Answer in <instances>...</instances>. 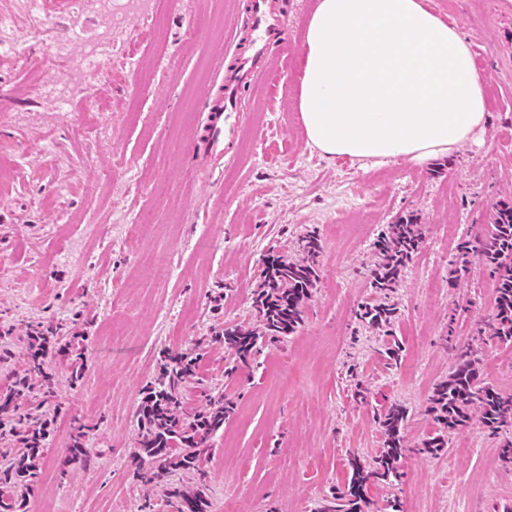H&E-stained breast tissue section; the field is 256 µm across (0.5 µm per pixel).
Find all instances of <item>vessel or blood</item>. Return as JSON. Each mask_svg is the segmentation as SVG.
<instances>
[{
	"mask_svg": "<svg viewBox=\"0 0 512 512\" xmlns=\"http://www.w3.org/2000/svg\"><path fill=\"white\" fill-rule=\"evenodd\" d=\"M249 3L250 47L238 56L233 66H220L217 78L204 92L205 113L190 141L198 164L210 173L222 170L224 148L237 137L236 112L242 85L266 77L271 51L288 50L287 23L274 13L271 0H249Z\"/></svg>",
	"mask_w": 512,
	"mask_h": 512,
	"instance_id": "vessel-or-blood-1",
	"label": "vessel or blood"
}]
</instances>
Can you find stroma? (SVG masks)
I'll return each mask as SVG.
<instances>
[{
    "instance_id": "1",
    "label": "stroma",
    "mask_w": 512,
    "mask_h": 512,
    "mask_svg": "<svg viewBox=\"0 0 512 512\" xmlns=\"http://www.w3.org/2000/svg\"><path fill=\"white\" fill-rule=\"evenodd\" d=\"M314 3L280 0L291 48L270 56L268 79L243 90L240 134L222 172L210 175L189 144L214 57L244 28L247 0H177L160 18L129 17L89 97L64 114L33 87L63 74L48 43L66 37L67 9H41L35 20L18 0H0L15 35L37 22L47 36L21 41L19 56L0 54V331L12 332L0 386L21 371L28 328L52 321L84 337L79 382L62 369L45 402L16 403L21 415L43 409L51 432L23 512H141L156 501L159 488L130 465L146 386L166 351L231 324L256 325L252 296L265 259L296 257L306 234L321 250L305 322L287 341L266 342L230 380L235 412L204 463L210 512H316L346 479L350 457L378 454L376 414L393 402L407 410V453L392 485L369 488L375 508L394 497L402 512H493L512 498V466L498 457L512 426L494 433L471 422L438 455L420 451L437 428L430 398L454 362L452 345L470 346L485 381L512 393V345L475 333L494 312V279L482 264L457 265L461 238L486 229L496 203L512 202V12L496 0H428L473 45L488 124L431 166L364 168L311 150L294 107ZM146 216L153 235L129 234ZM402 218L422 237L394 291L402 351L386 368L378 362L386 339L355 312L372 296V243ZM202 237L210 251H197ZM159 264L168 278L149 276ZM434 286L443 294L433 305ZM358 382L368 402L352 398ZM82 427L93 464L61 471ZM228 439L241 458L236 470L224 467Z\"/></svg>"
}]
</instances>
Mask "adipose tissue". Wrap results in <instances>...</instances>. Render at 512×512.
Returning a JSON list of instances; mask_svg holds the SVG:
<instances>
[{"mask_svg":"<svg viewBox=\"0 0 512 512\" xmlns=\"http://www.w3.org/2000/svg\"><path fill=\"white\" fill-rule=\"evenodd\" d=\"M304 47L300 119L324 158L424 165L487 125L472 44L425 0H317Z\"/></svg>","mask_w":512,"mask_h":512,"instance_id":"obj_1","label":"adipose tissue"}]
</instances>
